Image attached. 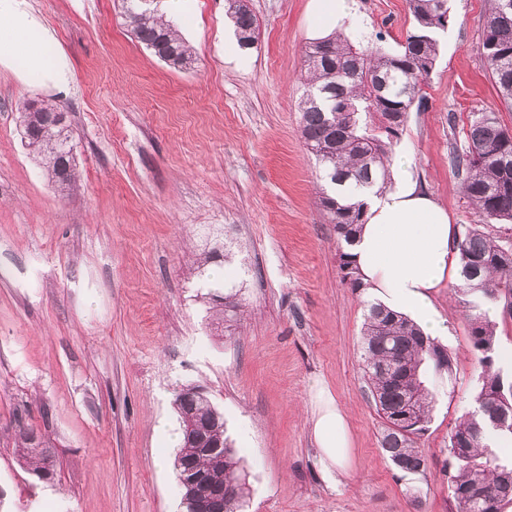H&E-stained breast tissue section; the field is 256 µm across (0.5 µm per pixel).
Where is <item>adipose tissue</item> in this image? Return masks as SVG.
Here are the masks:
<instances>
[{"instance_id": "adipose-tissue-1", "label": "adipose tissue", "mask_w": 512, "mask_h": 512, "mask_svg": "<svg viewBox=\"0 0 512 512\" xmlns=\"http://www.w3.org/2000/svg\"><path fill=\"white\" fill-rule=\"evenodd\" d=\"M348 0H311L309 34L324 38L347 33ZM54 35L36 14L32 0H0V68L21 83L37 82L48 92H67L72 68L55 50ZM385 188L361 193L364 219L350 248L359 277L377 303L403 314L431 338L447 336L435 306L438 288L459 271L458 230L447 211L426 191L406 160L390 164ZM312 436L327 479L343 470L350 446L346 416L324 390L315 393Z\"/></svg>"}]
</instances>
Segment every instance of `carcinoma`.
Segmentation results:
<instances>
[{
  "instance_id": "obj_1",
  "label": "carcinoma",
  "mask_w": 512,
  "mask_h": 512,
  "mask_svg": "<svg viewBox=\"0 0 512 512\" xmlns=\"http://www.w3.org/2000/svg\"><path fill=\"white\" fill-rule=\"evenodd\" d=\"M447 2L406 0L414 24L396 50L357 47L339 36L313 42L305 51L301 133L322 167V178L346 184L342 194L322 193L320 206L338 240L347 245L363 224L357 192L389 179L400 131L411 109L422 106L423 84L439 54L436 34L448 21ZM127 3L126 18L139 42L174 67L191 63L190 47L165 15L141 0ZM225 8L239 46L252 48L258 25L247 0H225ZM481 57L498 96L512 107V0H488ZM57 111L52 104L28 111L26 138L27 146L43 158L46 177L63 188L75 180L76 164L69 125H54ZM465 140L464 146L451 147L449 157L478 223L466 228L457 243L461 270L454 292L467 312L478 390L474 409L448 434L441 473L455 512H502L512 503V448H501L499 442L512 439V429L490 425L487 410L512 418V370L500 365L496 324L481 306L497 303L512 316V243L484 229L486 224H512V132L502 125L499 113L478 109L469 115ZM219 260L233 266L235 252L226 247L195 255L201 272ZM339 269L351 287H361L346 252L339 255ZM220 287L222 314L236 315L242 308L240 290L226 283ZM361 349L364 379L386 424L382 450L403 475L427 476L429 460L416 446L435 401L426 374L452 373L447 349L410 319L375 303L365 315ZM174 406L180 425L190 422L196 433L193 447L182 442L175 452L177 479L194 472L215 487L203 508L186 504L184 512H242L248 487L237 451L225 436L224 415L192 385L176 392ZM17 438L19 456L34 461L40 478H52L54 460L42 441L24 428Z\"/></svg>"
}]
</instances>
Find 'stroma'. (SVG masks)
Here are the masks:
<instances>
[{"mask_svg": "<svg viewBox=\"0 0 512 512\" xmlns=\"http://www.w3.org/2000/svg\"><path fill=\"white\" fill-rule=\"evenodd\" d=\"M310 0H248L259 36L237 44L224 0L169 12L193 49L177 69L134 37L122 0H34L73 71L68 95L0 69V512H180L167 438L174 391L196 385L223 413L247 475L245 512H450L440 469L448 433L477 380L465 310L451 288L450 386L417 444L428 477L402 476L361 370L369 300L343 281L320 202L317 162L299 128ZM350 41L390 49L412 26L406 0H349ZM426 106L396 154L458 230L477 217L449 165L470 112L512 110L480 55L486 0H448ZM68 113L78 177H45L20 126L25 104ZM236 253L243 308L216 322L199 272L207 242ZM344 409L346 474L329 485L310 434L313 389ZM40 435L52 479L19 459L16 434Z\"/></svg>", "mask_w": 512, "mask_h": 512, "instance_id": "1", "label": "stroma"}]
</instances>
